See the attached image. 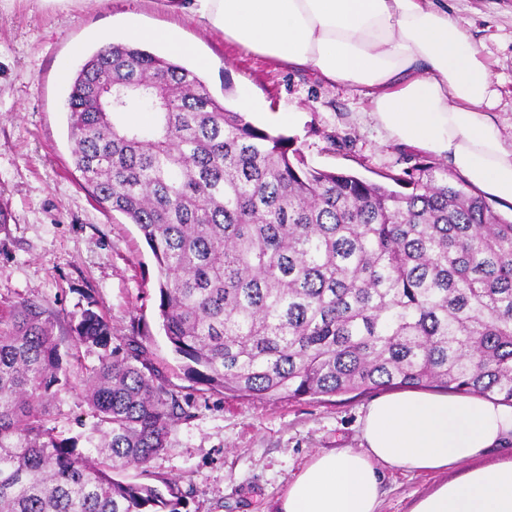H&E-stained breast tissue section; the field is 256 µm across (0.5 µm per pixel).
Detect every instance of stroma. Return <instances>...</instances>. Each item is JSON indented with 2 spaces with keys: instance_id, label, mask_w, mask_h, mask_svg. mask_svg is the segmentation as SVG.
<instances>
[{
  "instance_id": "obj_1",
  "label": "stroma",
  "mask_w": 512,
  "mask_h": 512,
  "mask_svg": "<svg viewBox=\"0 0 512 512\" xmlns=\"http://www.w3.org/2000/svg\"><path fill=\"white\" fill-rule=\"evenodd\" d=\"M501 84L493 114L512 126V0H447ZM178 28L212 62L201 78L224 106L249 95L254 123L294 141L309 166L373 182L432 161L430 153L386 142L367 114L364 93L331 84L311 68L276 64L226 41L164 0H0V304L27 296L47 305L62 335L86 308L112 324V343L142 346L187 416L172 428L168 452L150 472L170 478L181 512H273L289 483L322 451L361 447V418L378 391L261 400L195 383L159 327L155 259L136 225L102 210L71 160L66 87L59 70L77 71L104 30L128 23ZM292 110V125L279 121ZM98 362L80 350L71 387L49 406L60 437L86 448L92 420L81 405L83 375ZM441 478L385 471L380 512H411Z\"/></svg>"
}]
</instances>
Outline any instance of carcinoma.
I'll return each instance as SVG.
<instances>
[{
  "label": "carcinoma",
  "instance_id": "1",
  "mask_svg": "<svg viewBox=\"0 0 512 512\" xmlns=\"http://www.w3.org/2000/svg\"><path fill=\"white\" fill-rule=\"evenodd\" d=\"M135 107L148 122L131 123ZM72 159L103 209L156 261L159 319L187 375L214 391L302 399L396 387L512 405V220L421 163L388 179L310 167L292 140L219 104L172 59L109 43L67 88ZM99 350L82 406L90 447L47 409L70 385L50 309L0 306V512H179L177 485L126 481L186 416L146 351Z\"/></svg>",
  "mask_w": 512,
  "mask_h": 512
}]
</instances>
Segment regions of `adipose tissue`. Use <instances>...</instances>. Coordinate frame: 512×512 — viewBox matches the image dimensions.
Wrapping results in <instances>:
<instances>
[{
    "instance_id": "ef3b65f1",
    "label": "adipose tissue",
    "mask_w": 512,
    "mask_h": 512,
    "mask_svg": "<svg viewBox=\"0 0 512 512\" xmlns=\"http://www.w3.org/2000/svg\"><path fill=\"white\" fill-rule=\"evenodd\" d=\"M226 40L311 67L361 91L387 140L446 160L487 195L512 201V145L492 111L490 65L446 0H171ZM512 434L494 398L407 390L373 400L363 446L316 455L277 512H379L382 468L446 474L411 512H512V458L481 465Z\"/></svg>"
}]
</instances>
